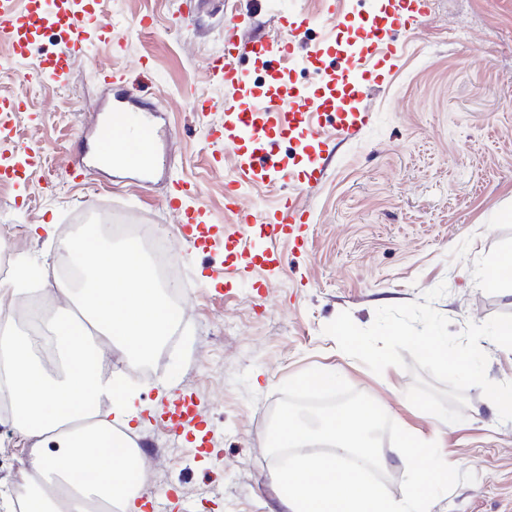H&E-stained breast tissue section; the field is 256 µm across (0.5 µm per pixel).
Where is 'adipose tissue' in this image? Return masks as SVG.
<instances>
[{"instance_id": "adipose-tissue-1", "label": "adipose tissue", "mask_w": 512, "mask_h": 512, "mask_svg": "<svg viewBox=\"0 0 512 512\" xmlns=\"http://www.w3.org/2000/svg\"><path fill=\"white\" fill-rule=\"evenodd\" d=\"M80 254L94 255L87 285L57 282L71 302L70 315L48 324L60 361L46 368L31 339L0 324V398L11 410L0 416L29 448L18 473L28 485L25 512H87L101 499L119 512H136L128 477L132 459L113 454L112 424L95 420L88 399H107L117 421L129 424L135 396L91 365V352L124 351L134 358L153 350L170 331V306L145 272L133 244L109 250L86 239Z\"/></svg>"}]
</instances>
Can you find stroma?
Instances as JSON below:
<instances>
[{"mask_svg": "<svg viewBox=\"0 0 512 512\" xmlns=\"http://www.w3.org/2000/svg\"><path fill=\"white\" fill-rule=\"evenodd\" d=\"M384 2L197 0L191 11L184 0H77L88 39L71 54L65 82L32 78L62 47L47 29L30 36L22 74L0 76V98L22 103L0 130L16 170L0 178V225L18 227L12 264L52 262L80 219L102 215L114 222L98 237L105 247L123 246L125 230L137 225H161L182 278L177 343L154 351L153 376L130 381L142 405L131 423L145 460L137 502H162L164 512H284L264 422L277 386L314 367L339 373L401 428L437 442L448 464L475 473L429 512H512V421H500L479 388L466 393L463 421L442 422L405 396L413 357L378 375L323 332L344 311L369 326L377 308L421 300L442 282L447 293L434 307L451 333L512 314V277L494 290L482 285L496 258L512 252V222L503 218L512 210V0H428L424 32H395L397 62L352 76L361 87L354 106L370 112L371 123L340 139L338 117L322 115L324 141L313 154L324 169L320 182L267 177L238 194V209L260 221L288 195L306 210L301 237L276 243L282 269L261 264L245 276L223 275L227 249L252 252L256 233L224 208L241 143L207 140L224 114L192 106L224 96L207 70L211 57L228 39L267 40L305 16L340 13L346 32L323 23L301 30L291 60H235L245 78L236 103L320 96L336 89L361 18ZM229 16L237 20L231 35ZM116 66L131 79L103 83L101 74ZM118 92L136 105L161 102L163 166L146 186L103 169L66 180L76 141ZM32 153L41 160L35 169ZM176 179L202 187L207 239L185 234L194 201L171 203ZM37 224L53 225V235H34ZM181 394L193 397L202 424L175 435L162 418Z\"/></svg>", "mask_w": 512, "mask_h": 512, "instance_id": "35a3bbf8", "label": "stroma"}]
</instances>
